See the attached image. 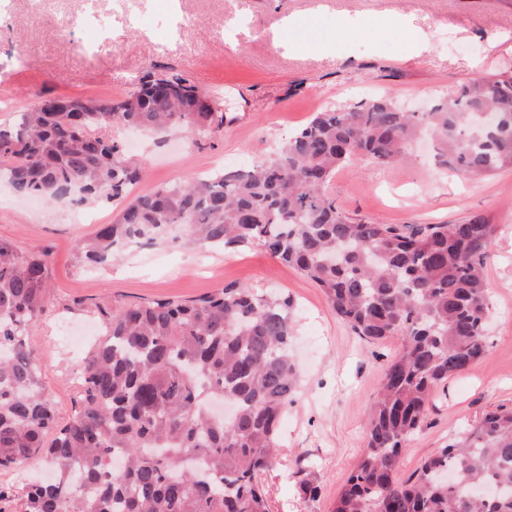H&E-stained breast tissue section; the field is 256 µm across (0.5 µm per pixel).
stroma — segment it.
I'll return each mask as SVG.
<instances>
[{"label":"stroma","instance_id":"obj_1","mask_svg":"<svg viewBox=\"0 0 512 512\" xmlns=\"http://www.w3.org/2000/svg\"><path fill=\"white\" fill-rule=\"evenodd\" d=\"M98 15L107 45L88 49L77 18ZM356 30L340 38L342 18ZM426 32L418 53L399 20ZM512 69V0H0V123L38 96L109 101L132 93L147 72L178 73L216 100L223 128L199 145L182 130L106 128L145 173L148 193L194 175L267 159L324 107L358 102L359 88L408 111L432 106L476 77ZM328 192L345 213L377 224H497L485 266L489 347L439 388L407 442L398 475L458 438L486 413L512 408V169L480 179L439 168L420 144L389 166L355 158ZM107 198L73 206L35 199L0 180V239L47 254L49 300L30 333L43 383L67 418L94 342V303L156 296L193 299L239 283L281 292L294 304L292 350L299 387L279 432L281 452L262 476L270 512H331L366 447V416L400 337L370 342L333 311L323 292L264 247L227 252L179 243L127 244L111 264L90 268L79 244L119 213Z\"/></svg>","mask_w":512,"mask_h":512}]
</instances>
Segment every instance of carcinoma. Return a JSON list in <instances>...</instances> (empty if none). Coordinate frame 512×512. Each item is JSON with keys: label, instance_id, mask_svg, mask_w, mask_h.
Listing matches in <instances>:
<instances>
[{"label": "carcinoma", "instance_id": "obj_1", "mask_svg": "<svg viewBox=\"0 0 512 512\" xmlns=\"http://www.w3.org/2000/svg\"><path fill=\"white\" fill-rule=\"evenodd\" d=\"M111 125L180 127L196 145L224 126V112L183 76L149 72L124 98L41 96L19 123L0 124V163L16 191L121 205L115 223L79 246L80 261L105 264L126 240L167 235L211 248L258 243L320 288L358 336L402 337L332 512H512V410L486 414L416 477H397L438 387L487 350L483 269L497 226L483 216L372 224L328 193L351 156L389 165L427 134L446 169L471 178L512 169V70L475 78L427 112L387 99L326 108L269 160L147 194L134 192L142 167L98 133ZM47 275L46 254L0 240V470L38 458L57 473L24 487L22 512H270L258 474L277 459L298 386L291 301L229 284L193 300L97 307L101 332L61 424L29 342ZM217 397L231 419L209 413ZM440 472L457 481L439 482Z\"/></svg>", "mask_w": 512, "mask_h": 512}]
</instances>
